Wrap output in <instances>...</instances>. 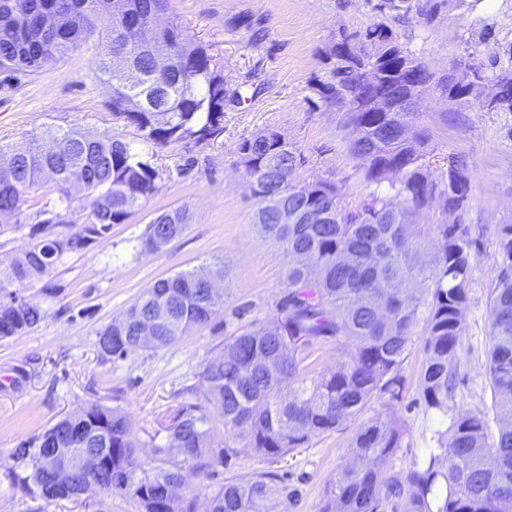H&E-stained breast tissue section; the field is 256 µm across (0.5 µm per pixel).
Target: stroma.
<instances>
[{"instance_id":"stroma-1","label":"stroma","mask_w":512,"mask_h":512,"mask_svg":"<svg viewBox=\"0 0 512 512\" xmlns=\"http://www.w3.org/2000/svg\"><path fill=\"white\" fill-rule=\"evenodd\" d=\"M377 0H170L169 14L209 45L226 74L242 85L244 100L224 108V131L205 144L191 141L157 148L163 177L159 191L105 237L64 254L36 283L14 282L12 292L35 303L43 319L33 330L0 340V512H84L73 500L46 502L24 488L27 472L13 457L17 446L78 409L93 403L123 411L150 459L166 439L159 420L168 409L198 403L199 374L230 337L272 318L285 295V258L252 224L256 202L241 186L238 146L255 131L274 128L295 143L307 163L295 174L307 180L330 175L357 203L370 191L365 170L349 149L344 109L325 103L319 86L331 65L325 51L341 33L382 24L433 74L435 87L421 100L417 125L428 137L435 167L465 158L471 205L462 217L474 242L466 330L459 350L457 388L449 414L488 410L483 367L490 341L488 291L495 276L498 227L512 224V112L478 109L441 91L448 76L481 68L487 80L512 70V0H477L474 7L441 11L432 23L394 19L376 11ZM100 50L92 46L61 60L50 71L0 89V143L17 144L49 125H78L135 141L107 108L110 86L99 77ZM187 207V231L161 251L142 242L152 216ZM223 261L224 309L176 343L141 349L121 358L102 356L98 333L123 316L141 292L176 272ZM425 354L415 341L399 374L402 386L391 407L404 422L400 448L386 462L406 470L421 458L437 422L420 395ZM340 430L270 461L240 449L227 466L193 477L183 495L204 494L229 477L272 472L282 494L277 512H321L325 489L350 461L361 425Z\"/></svg>"}]
</instances>
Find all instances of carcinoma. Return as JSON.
Listing matches in <instances>:
<instances>
[{"instance_id": "carcinoma-1", "label": "carcinoma", "mask_w": 512, "mask_h": 512, "mask_svg": "<svg viewBox=\"0 0 512 512\" xmlns=\"http://www.w3.org/2000/svg\"><path fill=\"white\" fill-rule=\"evenodd\" d=\"M462 2L378 0L374 9L399 18L414 13L429 23ZM168 10L169 0H0V87L48 71L96 40L102 48L99 71L112 89L108 107L137 131L140 144L207 143L223 132L226 102L238 103L242 95L228 88L208 46L170 18L154 23ZM362 39L379 50L376 64L383 71L405 61L423 66L385 26L366 29ZM327 58L333 67L322 95L343 108L347 101L336 88L359 86L362 60L334 45ZM130 70L141 73L139 85L125 82ZM443 92L450 100H480V90L467 83L445 84ZM133 96L143 99V109H128ZM413 118L412 112L351 113V149L366 166L367 179L389 182L388 191L374 190L354 208L344 204L341 182L323 176L289 180V171L306 158L279 131L266 128L243 140L239 153L250 164L241 176L257 189L254 223L286 258L287 292L277 315L231 337L203 366L204 403H184L164 417L168 436L178 438V453L164 443L154 446L150 460L141 459L125 414L94 404L15 450L29 470L23 482H32L49 502L79 490L91 512H110L107 500L114 495L131 502L136 512H275L280 489L273 473L229 478L201 497L172 501L164 491L226 465L240 446L270 459L305 448L361 414L373 399L396 396L399 370L421 319L422 398L427 411L447 416L470 300L473 240L460 223L426 229L414 219L433 208L445 216L454 208L467 211L470 179L460 159L446 169L430 168L425 135L410 133ZM47 143L55 146L54 153L46 152ZM154 156L132 142L77 126H47L24 145L0 144V212L21 217L26 195L45 185L57 194L34 222L43 234L9 268L0 269V287L40 281L64 253L75 250L67 237H48L52 225H80L72 238L87 245L124 223L158 192L161 175ZM74 180L87 185L80 203L70 191ZM312 205L325 213V223L302 222L300 216ZM285 206L298 219L283 223ZM189 220L185 207L157 213L144 250L168 246L184 234ZM427 234L434 244L425 263L420 248ZM498 238L497 276L488 298L491 347L484 367L490 412L451 417L445 429L435 431L434 446L422 459L395 474L383 465L400 447L405 430L393 410L375 415L355 434L349 449L353 463L329 484L322 512H387L392 500L403 503L404 512H512V224L500 225ZM298 252L311 257V267L295 263ZM223 307L224 294H211L197 270L177 272L145 289L124 321L99 332L100 352L122 357L166 347L208 324ZM159 309L164 316L156 319ZM41 319L37 307L0 310V339L22 335ZM147 324L154 329L153 341L142 343L138 336ZM330 342L342 347V356L333 370L318 372L313 355ZM93 448L105 453L112 467L54 476L38 466L39 455L49 450L75 457Z\"/></svg>"}]
</instances>
